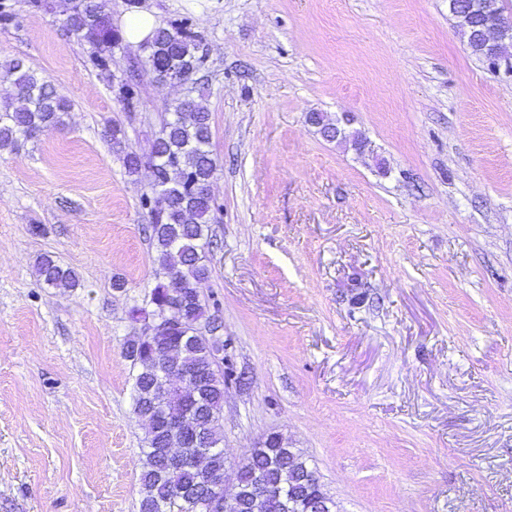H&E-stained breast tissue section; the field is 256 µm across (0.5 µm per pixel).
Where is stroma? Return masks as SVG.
<instances>
[{"instance_id": "35a3bbf8", "label": "stroma", "mask_w": 512, "mask_h": 512, "mask_svg": "<svg viewBox=\"0 0 512 512\" xmlns=\"http://www.w3.org/2000/svg\"><path fill=\"white\" fill-rule=\"evenodd\" d=\"M68 0H7L0 66L66 96L0 151V512H139L146 429L122 353L155 286L141 199L106 130L138 111L68 33ZM115 28L192 18L207 53L221 206L201 286L224 344V458L281 434L335 512H512V73L471 54L448 0H108ZM348 118L371 149L322 139ZM52 256L77 288L48 287Z\"/></svg>"}]
</instances>
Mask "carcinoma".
<instances>
[{
  "instance_id": "obj_1",
  "label": "carcinoma",
  "mask_w": 512,
  "mask_h": 512,
  "mask_svg": "<svg viewBox=\"0 0 512 512\" xmlns=\"http://www.w3.org/2000/svg\"><path fill=\"white\" fill-rule=\"evenodd\" d=\"M449 9L458 20V27L466 39L470 52L485 64L493 59L509 57L512 38L498 43L483 39L486 24L492 14L480 5V0H449ZM68 31L92 48L91 64L102 70L112 65L115 51L123 48V37L112 25V16L106 0H71L66 17ZM143 55L130 63L129 71L141 70L157 83L174 74L185 76L190 82L189 94L172 102L163 116L159 130L148 147L124 152L126 173L137 175L143 169L152 170L153 187L159 188L166 203L160 209H148L147 224L156 245V274L173 275L178 281L186 305L184 307L183 341L170 357L172 363L196 373V380L188 383L178 378L171 381L175 391L196 398L193 411L195 432L203 435V445L216 453L215 462L224 467V432L221 420L224 413V386L227 375L216 360L214 341L197 333L206 316V303L199 295L200 285L211 273L204 261L205 249L210 244V224L221 206L198 190V186L213 180L217 160L210 150L211 115L203 104L204 94L193 96L198 85L206 54L201 40L192 31L190 19L178 25L158 27L142 46ZM18 91L19 104L7 103L0 109V150H19L23 140L59 127L63 115L70 110L69 101L45 77L15 61L8 67ZM120 102L126 112L138 111V96L130 95L135 88L132 81L121 83ZM39 277L53 288H75V273L59 265L51 256H43L37 265ZM136 369L134 378V411L143 417L153 410L164 411L172 405L163 402L155 382L160 361L149 351L128 348L124 352ZM168 432L162 425L147 429L143 449L145 462L140 474L141 498L139 512H209L205 501L210 497L208 475L205 469L183 465L167 468L163 465L162 448ZM309 467L306 459L288 448L284 440L269 448H254L244 458L240 479L247 482L258 476L270 483L289 482V474H300ZM325 495L323 487L310 488L298 494L295 488L270 503L266 512H312L313 501Z\"/></svg>"
}]
</instances>
